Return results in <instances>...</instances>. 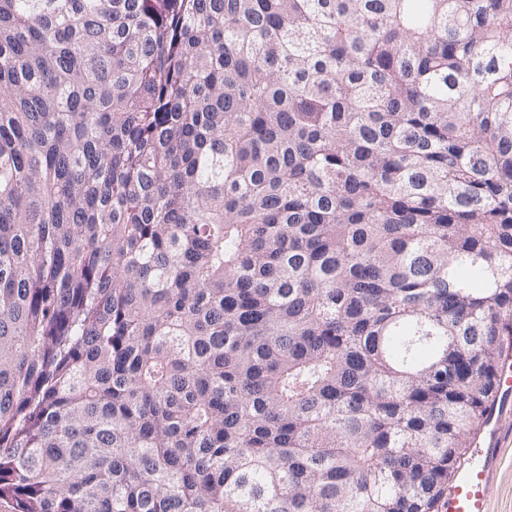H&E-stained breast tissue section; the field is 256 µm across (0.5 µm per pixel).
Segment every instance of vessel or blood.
I'll use <instances>...</instances> for the list:
<instances>
[{"instance_id":"vessel-or-blood-1","label":"vessel or blood","mask_w":512,"mask_h":512,"mask_svg":"<svg viewBox=\"0 0 512 512\" xmlns=\"http://www.w3.org/2000/svg\"><path fill=\"white\" fill-rule=\"evenodd\" d=\"M479 446L477 458L458 469L441 502V512H488L489 463L498 446L497 432H489Z\"/></svg>"}]
</instances>
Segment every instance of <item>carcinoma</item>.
I'll return each instance as SVG.
<instances>
[{
  "mask_svg": "<svg viewBox=\"0 0 512 512\" xmlns=\"http://www.w3.org/2000/svg\"><path fill=\"white\" fill-rule=\"evenodd\" d=\"M512 333V0H0V498L439 512Z\"/></svg>",
  "mask_w": 512,
  "mask_h": 512,
  "instance_id": "cac0c4a2",
  "label": "carcinoma"
}]
</instances>
